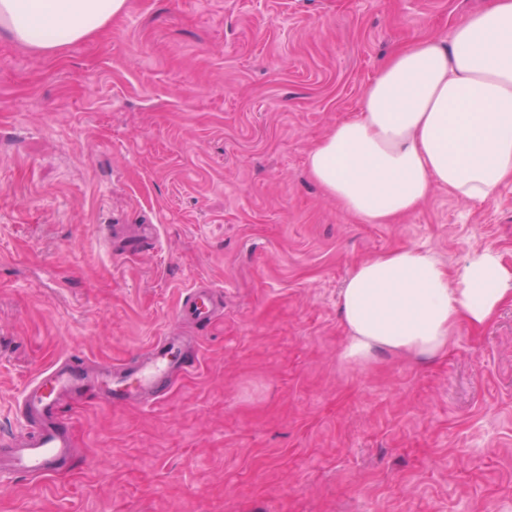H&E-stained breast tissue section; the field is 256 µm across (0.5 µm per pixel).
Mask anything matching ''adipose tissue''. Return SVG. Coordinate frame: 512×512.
<instances>
[{"label": "adipose tissue", "instance_id": "obj_1", "mask_svg": "<svg viewBox=\"0 0 512 512\" xmlns=\"http://www.w3.org/2000/svg\"><path fill=\"white\" fill-rule=\"evenodd\" d=\"M127 0H0V28L51 55L100 33ZM311 177L368 224L415 211L434 187L462 203L493 199L512 180V0L463 15L448 41L394 48L359 114L310 153ZM512 304V265L492 249L446 267L405 246L358 263L341 292L344 359L444 356L461 326Z\"/></svg>", "mask_w": 512, "mask_h": 512}]
</instances>
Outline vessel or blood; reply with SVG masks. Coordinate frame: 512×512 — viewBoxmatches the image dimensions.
<instances>
[{
	"label": "vessel or blood",
	"mask_w": 512,
	"mask_h": 512,
	"mask_svg": "<svg viewBox=\"0 0 512 512\" xmlns=\"http://www.w3.org/2000/svg\"><path fill=\"white\" fill-rule=\"evenodd\" d=\"M221 308L214 290L198 283L182 296L175 317L181 323L204 326L219 315ZM197 360L196 347L178 336H162L153 343L144 362L129 360L94 372L87 371L77 357L56 363L37 376L24 401L30 426L0 437V481L52 477L71 466L74 443L64 408L86 388H96L103 401L112 405L153 401L164 396L179 376L193 369Z\"/></svg>",
	"instance_id": "obj_1"
}]
</instances>
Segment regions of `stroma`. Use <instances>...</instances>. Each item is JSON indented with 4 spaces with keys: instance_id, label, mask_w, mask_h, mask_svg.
I'll list each match as a JSON object with an SVG mask.
<instances>
[{
    "instance_id": "1",
    "label": "stroma",
    "mask_w": 512,
    "mask_h": 512,
    "mask_svg": "<svg viewBox=\"0 0 512 512\" xmlns=\"http://www.w3.org/2000/svg\"><path fill=\"white\" fill-rule=\"evenodd\" d=\"M483 3L128 0L55 57L0 34V432L58 360L199 339L156 403L87 389L72 466L0 487V512H512V305L436 360L365 365L341 358L339 308L400 246L512 264V182L366 224L307 168L395 46ZM199 281L223 309L179 326Z\"/></svg>"
}]
</instances>
